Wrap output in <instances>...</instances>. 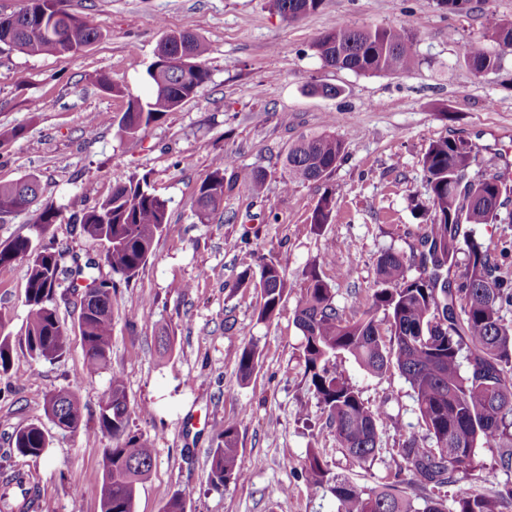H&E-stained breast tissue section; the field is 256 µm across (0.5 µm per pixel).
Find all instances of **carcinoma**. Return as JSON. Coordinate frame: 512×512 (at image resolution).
<instances>
[{
	"instance_id": "carcinoma-1",
	"label": "carcinoma",
	"mask_w": 512,
	"mask_h": 512,
	"mask_svg": "<svg viewBox=\"0 0 512 512\" xmlns=\"http://www.w3.org/2000/svg\"><path fill=\"white\" fill-rule=\"evenodd\" d=\"M325 0H270L271 8L286 21H294L322 8ZM61 15L65 41L77 54L100 36L90 14H74L63 0H30L18 19L0 18V45L34 56L59 53L58 42L37 36L44 17ZM512 46V21L488 15L481 38L464 43L463 62L474 72L497 70L502 54L486 43ZM413 34L404 26L358 28L339 24L318 36L312 48L319 59L357 74H399L415 64ZM209 47L201 37L183 32L161 39L155 61L147 70L151 93L146 98L128 96L118 121L123 134L134 137L193 98L210 79L202 60ZM344 156V140L331 131L300 136L283 160V184L326 180ZM233 164L230 156L216 160L201 182L194 211L200 222L217 215L224 203V172ZM479 165L478 150L461 137L432 143L422 157L427 176V204L418 208L429 215L420 236L423 256L431 270L412 278L404 256L385 251L377 259V288L367 308L345 319L336 309L333 290L319 268L326 259L314 261L306 271L305 293L295 314L304 336L303 357L309 389L332 429L336 447L362 465L380 453L378 424L388 417L385 408L367 405L359 392L331 372V358L346 353L366 371L380 374L394 366L410 385L417 404L422 434L410 435L397 449L398 472L410 476L406 485L414 496L395 484L367 488L326 467L311 448L303 470L307 483L326 487L337 502V512H512V484L498 481V471L512 470V281L499 274L497 254L463 230L465 224H493L500 209L512 197V185L499 174L473 172ZM267 175L253 171L243 179L245 189L263 193ZM37 178L0 182V214L26 208L40 195ZM59 211L50 202L38 209L33 231L0 243V267L19 255L28 260L24 306V334L12 336L0 314V376L11 370L14 349L27 352L32 361H52L69 349L71 328L57 313L56 288L61 276L71 278L73 291H81L77 329L81 336L89 374L108 367L112 346L113 279L90 278L85 271L100 264L128 281L152 253L157 237L168 224L167 200L151 191L147 176L133 175L113 186L112 193L86 211L81 231L103 248L100 259L60 265L62 252L49 236ZM335 217L333 193L326 191L315 206L311 223L316 227ZM466 256L464 272L449 278L458 254ZM235 287L260 290L261 320L275 314L288 292L286 267L270 260L253 267L254 255L241 258ZM256 349L243 347L237 369L247 379L255 368ZM45 415L59 429L76 434L82 430V409L72 391L47 395ZM130 407L123 380L112 376L98 402V432L112 440L102 449V512H134L138 486L152 471L156 453L151 442L129 428ZM14 448L23 456L39 458L49 441L41 425L31 423L13 435ZM239 432L224 428L211 449L209 484L216 490L238 483L243 471L238 464ZM488 448L494 465L485 481L491 492L459 490L447 507L432 494L456 485L480 466L477 449ZM17 474L0 485V512H29L34 499L18 508L10 486H24ZM423 501L418 508L415 500Z\"/></svg>"
}]
</instances>
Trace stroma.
<instances>
[{"instance_id": "1", "label": "stroma", "mask_w": 512, "mask_h": 512, "mask_svg": "<svg viewBox=\"0 0 512 512\" xmlns=\"http://www.w3.org/2000/svg\"><path fill=\"white\" fill-rule=\"evenodd\" d=\"M452 14L435 0H325L296 21L271 11L269 0H67L75 14H91L100 38L76 55L25 56L0 47V127L23 134L0 154V180L37 176L43 200L60 218L50 229L64 256L98 257L100 245L74 220L112 192L115 183L148 175L168 202V224L130 283L112 296L110 367L88 374L79 335L68 351L42 363L25 350L12 358V390L0 397V479L28 474L38 494L35 512H101L102 448L97 402L120 376L132 410L130 428L148 437L156 461L139 485L134 512H163L183 494L187 512H336L327 488L300 476L309 449L331 472L379 487L396 468L402 439L419 431L412 391L396 369L365 371L340 354L330 366L367 405L386 403L378 425L381 452L360 465L336 446L308 388L303 335L295 312L305 270L332 254L321 274L344 317L371 297L376 260L387 250L404 255L410 276L423 271L418 242L426 201L422 157L442 138L462 137L479 151V168L512 183V53L495 71L474 73L458 60L463 42L480 37L485 14L512 20V0H473ZM401 25L413 35L416 65L401 75L356 74L323 65L311 48L340 23ZM189 32L209 45L208 83L197 95L137 137L118 132L115 117L127 94L147 95L143 77L165 33ZM123 87L103 90L98 76ZM314 84L337 86L333 98L308 94ZM105 114L109 123L95 125ZM332 127L345 157L326 182L284 187L282 160L301 134ZM230 155L224 212L200 223L192 204L216 158ZM267 175L262 197L243 186L245 174ZM332 191L336 217L315 227L312 211ZM280 260L288 293L270 320L258 318L259 290L235 289L244 253ZM28 263L0 268V313L13 334L23 332ZM191 290L178 295L174 283ZM143 309L136 323L128 311ZM257 350L248 380L237 371L246 344ZM75 391L83 432L57 429L44 413L49 392ZM40 424L49 438L43 457L20 455L15 430ZM239 430L243 480L210 489L209 451L225 427Z\"/></svg>"}]
</instances>
